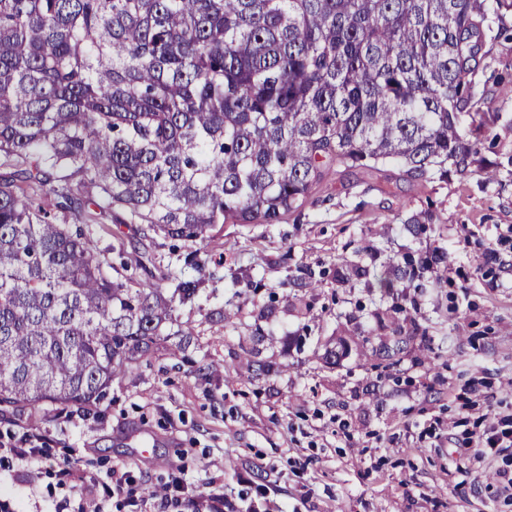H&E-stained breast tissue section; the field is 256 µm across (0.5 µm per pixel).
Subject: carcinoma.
I'll return each instance as SVG.
<instances>
[{"label": "carcinoma", "mask_w": 512, "mask_h": 512, "mask_svg": "<svg viewBox=\"0 0 512 512\" xmlns=\"http://www.w3.org/2000/svg\"><path fill=\"white\" fill-rule=\"evenodd\" d=\"M512 0H0V414L90 409L173 322L113 277L108 212L202 243L331 172L464 167Z\"/></svg>", "instance_id": "cac0c4a2"}]
</instances>
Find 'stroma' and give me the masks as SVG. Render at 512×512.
<instances>
[{"mask_svg": "<svg viewBox=\"0 0 512 512\" xmlns=\"http://www.w3.org/2000/svg\"><path fill=\"white\" fill-rule=\"evenodd\" d=\"M488 110L474 163L444 180L331 174L301 212L219 224L204 244L102 217L93 237L123 245L127 277L201 280L175 311L192 333L91 412L0 417L1 437L52 443L0 471V507L78 512L54 477L69 455L149 495L180 478L186 512H512V447L474 446L512 414V94L490 86ZM396 336L397 363L375 374ZM142 439L152 461L133 453Z\"/></svg>", "mask_w": 512, "mask_h": 512, "instance_id": "stroma-1", "label": "stroma"}]
</instances>
